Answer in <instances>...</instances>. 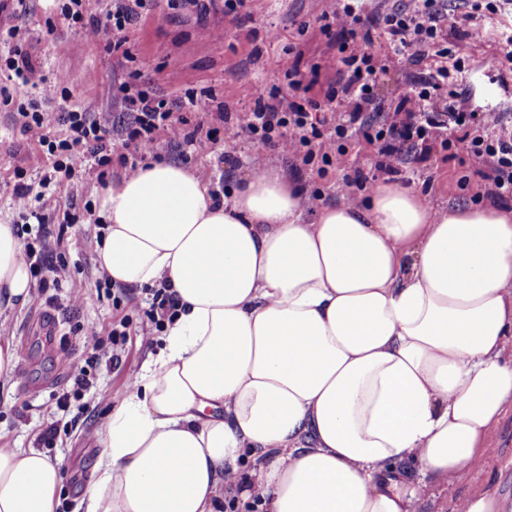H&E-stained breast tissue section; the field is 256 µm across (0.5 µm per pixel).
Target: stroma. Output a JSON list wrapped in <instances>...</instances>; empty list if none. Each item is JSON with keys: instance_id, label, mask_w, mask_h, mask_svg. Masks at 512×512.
<instances>
[{"instance_id": "obj_1", "label": "stroma", "mask_w": 512, "mask_h": 512, "mask_svg": "<svg viewBox=\"0 0 512 512\" xmlns=\"http://www.w3.org/2000/svg\"><path fill=\"white\" fill-rule=\"evenodd\" d=\"M59 0H18L0 14V28L16 27V43L29 53L35 77L66 78V92L49 103L47 117L53 134H63L62 112L76 108L90 115L111 113L122 120L123 108L115 93L138 72L139 82L175 100L188 93L212 92L230 112L252 106L276 83L289 55L300 60L302 72L320 64L309 98L323 101L329 85L336 82V48L321 32V11L334 9L336 0H247L245 14L236 20L224 13L221 0L206 18L194 7L171 8L166 0H149L139 22L130 30L132 60L112 56L102 42L88 36L82 24L65 20ZM482 37L475 43L471 62L461 86L465 108L470 112L492 109L512 113V62L502 49L512 36V10L490 14L478 21ZM277 27L283 42L266 39L265 31ZM187 155V167L209 181L212 188H235L250 174L253 164L276 172L298 190L305 213L345 200L338 187L342 173L361 171L376 183L395 182L397 187L419 194L439 210L451 204L480 206L490 200L492 186L477 175L467 174L457 163L437 165L409 162L396 179L377 172V154L367 148L348 151L326 175L293 157L271 150L253 158L245 137H221L211 143L200 140L185 148L160 139L146 148L147 162L177 161ZM230 154L239 164L229 168L220 157ZM48 165L45 152L23 135L16 106L0 105V222L19 225L23 242L33 241L36 221L21 224L13 206L16 170H24L29 182L39 181ZM119 163H111L104 177L79 175L50 185L44 200L55 209V223L66 225L68 246L64 253L69 269L60 287L32 291L22 306L1 307L0 322L21 359L11 383L0 387V448H34L61 462L63 485L56 512H82L81 500L92 479L98 432L105 415L122 401L129 376L157 353L144 348L139 334L147 319L150 297L132 289L130 298L140 316L126 318L125 307L112 303L101 284L97 263V236L102 230L98 198L112 182L124 176ZM80 305H73V297ZM55 315L56 329L43 332L45 312ZM126 320L129 338L121 351L120 365L102 361L95 369L94 385L73 396L71 366L91 352L94 341L84 336L82 324L94 322L111 327ZM56 425L53 445L42 439L47 426ZM490 492L512 499V409L506 411L485 444L481 464L449 482L430 483L413 512H458L467 499Z\"/></svg>"}]
</instances>
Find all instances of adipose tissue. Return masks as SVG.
Returning a JSON list of instances; mask_svg holds the SVG:
<instances>
[{
    "label": "adipose tissue",
    "mask_w": 512,
    "mask_h": 512,
    "mask_svg": "<svg viewBox=\"0 0 512 512\" xmlns=\"http://www.w3.org/2000/svg\"><path fill=\"white\" fill-rule=\"evenodd\" d=\"M100 213L112 284L168 278L180 308L104 422L84 512H219L254 475L268 512H411L427 478L478 465L512 407V209L381 184L309 219L280 176L217 204L154 162ZM32 285L0 223V305ZM61 483L59 460L0 448V512H55Z\"/></svg>",
    "instance_id": "adipose-tissue-1"
}]
</instances>
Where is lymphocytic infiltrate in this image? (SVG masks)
Returning <instances> with one entry per match:
<instances>
[{
  "label": "lymphocytic infiltrate",
  "mask_w": 512,
  "mask_h": 512,
  "mask_svg": "<svg viewBox=\"0 0 512 512\" xmlns=\"http://www.w3.org/2000/svg\"><path fill=\"white\" fill-rule=\"evenodd\" d=\"M101 1L106 4L103 15L93 16L94 6ZM145 6L146 0H66L61 13L65 19L86 22L90 37L124 56L128 32ZM319 19L322 31L335 37L341 54V67L325 102L311 99L302 104L273 90L247 111L232 114L216 109L211 121L245 134L255 155L278 150L306 164L318 160L330 166L336 154L364 144L378 147L377 167L388 173L398 172L410 160L436 159L444 164L456 160L491 180L498 199H512V120L502 112L464 111L454 86L465 74L475 32L449 28L442 0H400L373 17L364 14L361 0H338L335 10L322 11ZM379 40L386 42V52L375 51ZM395 61L416 66L426 62L431 71L384 107L377 104L374 87L379 74ZM120 92L126 113L122 124H114L107 112L91 119L73 110L63 117L66 138L57 141L41 112L24 113L21 130L53 156L56 180L69 178L88 164L105 167L115 159L131 176L138 171L137 155L143 146L160 138L175 144L195 142L196 131L187 130L186 119L175 114L174 101L128 84ZM443 93L448 96L444 111H432L434 99ZM345 100L349 110L337 111V103ZM114 138L123 148L116 158L111 155ZM37 220V246L31 255L39 286L45 289L60 283L67 270L64 258L52 256L54 246L64 239V227L51 223L45 212ZM82 330L96 343L90 356L72 366L77 393L89 387L91 370L104 353L99 336H107L116 348L124 346L128 336L123 322L106 332L93 322Z\"/></svg>",
  "instance_id": "lymphocytic-infiltrate-1"
}]
</instances>
